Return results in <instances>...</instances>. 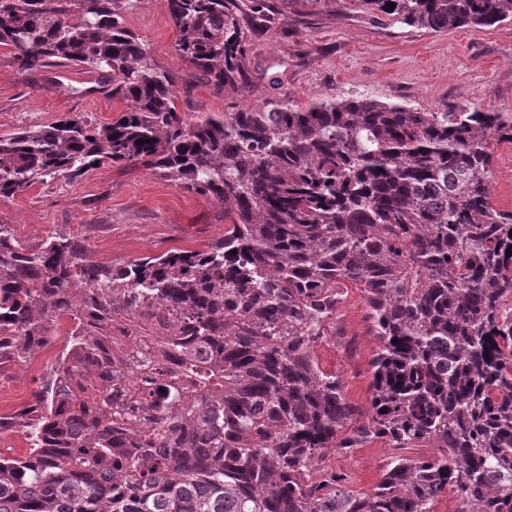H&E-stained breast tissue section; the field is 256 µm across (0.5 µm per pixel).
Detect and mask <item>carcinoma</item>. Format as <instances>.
I'll use <instances>...</instances> for the list:
<instances>
[{
	"label": "carcinoma",
	"mask_w": 512,
	"mask_h": 512,
	"mask_svg": "<svg viewBox=\"0 0 512 512\" xmlns=\"http://www.w3.org/2000/svg\"><path fill=\"white\" fill-rule=\"evenodd\" d=\"M359 2L433 32L512 19V0ZM135 3L0 0L17 73L84 67L127 102L107 124L0 135V198L138 165L224 203L231 225L207 250L116 267L60 235L28 249L0 221V364L75 324L25 411L28 453L0 450V512H431L450 486L460 512H512V209L491 191L512 113L285 97L180 114L172 72L123 25ZM168 9L177 55L218 87L246 79L274 12ZM349 283L379 341L366 412L312 354ZM374 437L442 453L395 457L366 496L313 474Z\"/></svg>",
	"instance_id": "carcinoma-1"
}]
</instances>
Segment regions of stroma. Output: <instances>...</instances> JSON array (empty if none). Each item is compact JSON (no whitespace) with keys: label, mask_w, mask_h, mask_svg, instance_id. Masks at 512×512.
<instances>
[{"label":"stroma","mask_w":512,"mask_h":512,"mask_svg":"<svg viewBox=\"0 0 512 512\" xmlns=\"http://www.w3.org/2000/svg\"><path fill=\"white\" fill-rule=\"evenodd\" d=\"M279 19L254 35L245 82L218 88L174 51L167 0H138L123 14L151 56L176 77L181 112H229L287 97L300 105L325 97H363L426 112L458 107L512 113V20L435 33L359 7L357 0H275ZM97 73L77 67L29 79L0 48V135L46 126L69 113L112 122L124 101L99 91ZM0 221L36 247L53 235L82 242L92 261L123 266L171 251H203L223 239L224 206L141 167L105 164L68 181L36 184L0 198ZM360 289L346 287L332 330L313 344L323 371L345 397L368 407L370 362L378 349ZM72 327L57 320L50 343L25 362L0 365V416L25 410L52 371ZM396 451L382 438L332 448L315 465L353 494H372Z\"/></svg>","instance_id":"1"}]
</instances>
